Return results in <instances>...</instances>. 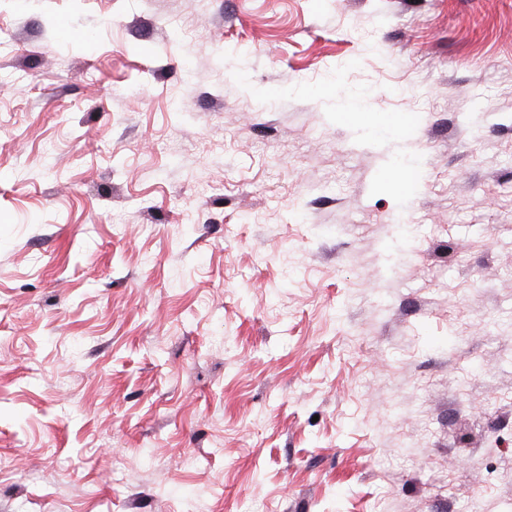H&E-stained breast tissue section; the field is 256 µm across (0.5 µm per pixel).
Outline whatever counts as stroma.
Listing matches in <instances>:
<instances>
[{
  "label": "stroma",
  "mask_w": 512,
  "mask_h": 512,
  "mask_svg": "<svg viewBox=\"0 0 512 512\" xmlns=\"http://www.w3.org/2000/svg\"><path fill=\"white\" fill-rule=\"evenodd\" d=\"M183 8L0 0V512H506L512 0Z\"/></svg>",
  "instance_id": "1"
}]
</instances>
